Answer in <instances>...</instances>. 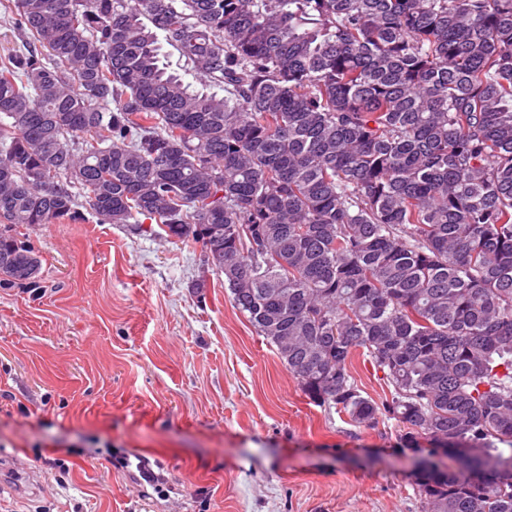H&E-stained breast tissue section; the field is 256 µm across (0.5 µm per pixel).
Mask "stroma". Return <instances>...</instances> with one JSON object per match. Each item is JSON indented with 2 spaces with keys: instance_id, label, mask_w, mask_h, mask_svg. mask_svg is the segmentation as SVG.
Returning <instances> with one entry per match:
<instances>
[{
  "instance_id": "stroma-1",
  "label": "stroma",
  "mask_w": 512,
  "mask_h": 512,
  "mask_svg": "<svg viewBox=\"0 0 512 512\" xmlns=\"http://www.w3.org/2000/svg\"><path fill=\"white\" fill-rule=\"evenodd\" d=\"M0 276V512H420L415 455L313 403L195 241L84 215Z\"/></svg>"
}]
</instances>
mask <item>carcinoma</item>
<instances>
[{
    "mask_svg": "<svg viewBox=\"0 0 512 512\" xmlns=\"http://www.w3.org/2000/svg\"><path fill=\"white\" fill-rule=\"evenodd\" d=\"M0 275L20 226L202 242L302 392L512 512V0H0ZM164 33L201 88L169 70ZM351 371L362 395L375 402L382 411V405L386 400L391 399L390 391L392 390L380 379L382 373H376L369 361L358 353L354 356Z\"/></svg>",
    "mask_w": 512,
    "mask_h": 512,
    "instance_id": "1",
    "label": "carcinoma"
}]
</instances>
